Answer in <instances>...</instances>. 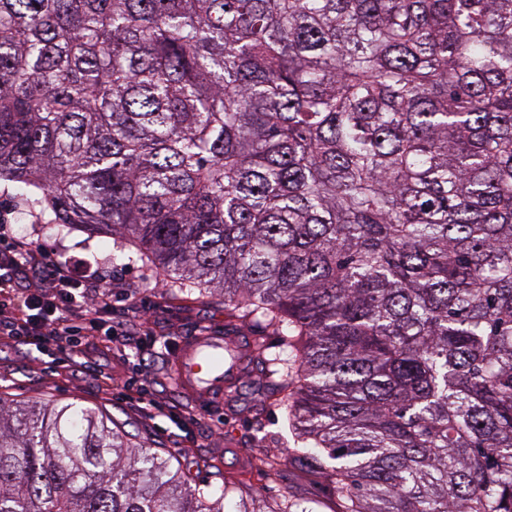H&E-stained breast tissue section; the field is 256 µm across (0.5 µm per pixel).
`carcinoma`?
<instances>
[{"instance_id": "obj_1", "label": "carcinoma", "mask_w": 512, "mask_h": 512, "mask_svg": "<svg viewBox=\"0 0 512 512\" xmlns=\"http://www.w3.org/2000/svg\"><path fill=\"white\" fill-rule=\"evenodd\" d=\"M1 180L257 330L332 512H512V0H0ZM173 460L0 397V512L238 497Z\"/></svg>"}]
</instances>
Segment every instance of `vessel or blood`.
Here are the masks:
<instances>
[{
    "label": "vessel or blood",
    "mask_w": 512,
    "mask_h": 512,
    "mask_svg": "<svg viewBox=\"0 0 512 512\" xmlns=\"http://www.w3.org/2000/svg\"><path fill=\"white\" fill-rule=\"evenodd\" d=\"M224 350V338L214 332L204 331L181 339L176 348L173 363L178 385L196 395L202 401L222 400L230 389V380L236 367L210 368L204 355Z\"/></svg>",
    "instance_id": "vessel-or-blood-1"
}]
</instances>
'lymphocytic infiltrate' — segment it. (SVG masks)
<instances>
[{
	"label": "lymphocytic infiltrate",
	"mask_w": 512,
	"mask_h": 512,
	"mask_svg": "<svg viewBox=\"0 0 512 512\" xmlns=\"http://www.w3.org/2000/svg\"><path fill=\"white\" fill-rule=\"evenodd\" d=\"M0 304L14 311L0 335L39 351L52 344L66 360L82 339L108 341L119 330L133 336L148 317L139 305L133 319L114 327L107 279L76 276L70 262L44 260L33 242L18 237L0 244Z\"/></svg>",
	"instance_id": "f902f5d3"
}]
</instances>
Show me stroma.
Masks as SVG:
<instances>
[{
	"label": "stroma",
	"instance_id": "35a3bbf8",
	"mask_svg": "<svg viewBox=\"0 0 512 512\" xmlns=\"http://www.w3.org/2000/svg\"><path fill=\"white\" fill-rule=\"evenodd\" d=\"M0 218L11 224L16 236L34 242L47 259L68 260L91 273L121 278L122 287L112 291L113 319L131 317L136 303L148 304L152 314L150 335L116 337L111 349L91 350L85 363L65 371L56 366L52 351L37 352L20 344L0 347V394L17 402L42 397L102 410L126 431L145 437L154 451L174 453L190 482L206 480L220 486L232 481L247 496L274 502L290 494L320 502L322 512H331L328 489L305 476L299 466H288L279 478L259 470L260 450L282 455L292 447L293 434L284 415L267 403L257 378L243 379L234 398L208 405L177 386L171 347L179 339L206 328L220 333L231 326L239 336L249 334L246 324L228 316L220 297H203L198 290L164 284L152 265L139 260L134 248H116L111 237L50 227L47 216L30 212L14 184L0 183ZM131 358L145 368L153 396L189 412L192 421L177 425L169 416L140 410L119 393L102 391L103 376L124 372ZM261 402L266 405L270 436L259 446L251 442L249 426L253 409Z\"/></svg>",
	"mask_w": 512,
	"mask_h": 512
}]
</instances>
